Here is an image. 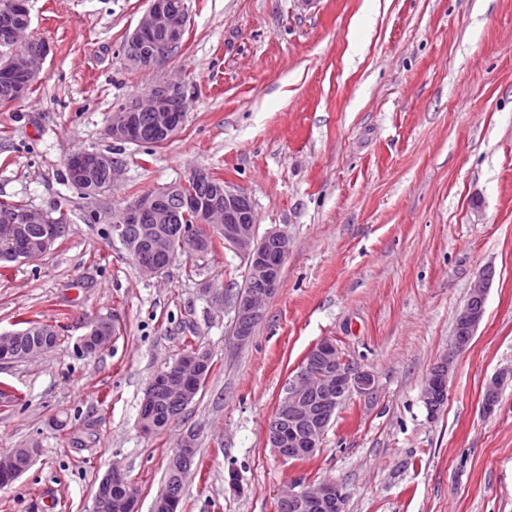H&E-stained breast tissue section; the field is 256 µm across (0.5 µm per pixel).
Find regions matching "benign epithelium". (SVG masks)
<instances>
[{"label": "benign epithelium", "instance_id": "benign-epithelium-1", "mask_svg": "<svg viewBox=\"0 0 512 512\" xmlns=\"http://www.w3.org/2000/svg\"><path fill=\"white\" fill-rule=\"evenodd\" d=\"M8 6L17 7L25 15V21L10 27L7 31L8 42L14 46L25 47L24 52H14L7 61L0 65V72L7 74L20 70L30 81L39 79L44 63L50 52L48 42L29 37L31 14L26 0H10ZM189 18V6L173 10L167 0H148V7L137 26L128 37L132 46L142 47V52L135 50L125 54L128 65L137 70L151 71L163 63L180 45ZM183 82L163 79L145 96H134L119 103L112 109V116L107 128L112 140L122 143H140L138 129L132 122L135 112H152L155 116L156 134L169 140L181 127L180 114L167 105V100L183 96ZM100 156L89 150L74 152L68 156L65 165L75 174L80 175L98 167ZM207 179V172L196 170L188 178L172 185L159 188L155 193L144 195L127 204L118 213H112V238L121 244L129 245L130 233L143 224H165L169 214L160 208L158 200L170 193L181 194L183 214L195 216V223L183 231L182 248L189 251L200 243L199 230L214 225L224 231V244L235 249L248 260V270L258 287L241 291L234 302L236 312L235 334L244 341L252 335L253 326L265 313L266 304L279 288L280 281L273 271L269 260L267 244H278L279 265H284L290 252V240L282 231L271 230L260 236L255 228L256 214L250 197L239 186L224 182V203L205 204L200 201L190 187ZM49 226L44 231L40 245L26 253L31 258L47 253L56 243V225L65 222L64 216L49 217L44 212L27 209L20 213L1 212L0 223L15 225L21 229L25 224H44ZM491 281L484 273L479 275L471 285L472 301L468 302L458 314L464 325V335H454L452 349L464 350L471 342L474 333L484 315L483 300L486 299ZM211 358V353L203 348L194 347L180 356L175 362L180 369L177 375L156 376L145 390V401L153 400L161 389L167 391L180 401L190 398L189 386L198 370ZM452 359L444 358L437 373L425 380L422 397L431 409L441 407L439 401L447 398L448 375ZM512 377V370L499 372L487 385L483 399V411L493 412L494 394L504 380ZM279 403L273 425L267 428V440L276 453L284 460H298L314 454L320 447L322 439L331 421L335 418L341 396L357 394L369 398L375 391L374 376L367 370L353 366L342 354L338 346L330 340H322L312 349L307 364L299 371L287 386ZM313 389L328 398L329 406L325 414L302 400V393ZM195 433L188 431L181 437L179 445L173 450V458L189 469L193 465ZM112 485L122 493V505L125 512H137L138 493L124 473L114 467L108 473ZM280 509L284 512H320L332 506L336 512H347L346 496L341 486L335 481H321L307 489H292L281 494Z\"/></svg>", "mask_w": 512, "mask_h": 512}]
</instances>
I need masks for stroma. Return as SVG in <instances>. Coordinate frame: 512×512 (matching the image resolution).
I'll return each mask as SVG.
<instances>
[{
	"instance_id": "1",
	"label": "stroma",
	"mask_w": 512,
	"mask_h": 512,
	"mask_svg": "<svg viewBox=\"0 0 512 512\" xmlns=\"http://www.w3.org/2000/svg\"><path fill=\"white\" fill-rule=\"evenodd\" d=\"M147 6L30 0L31 35L51 52L32 93L0 104V200L66 213L67 229L50 252L0 268V334L35 316L63 341L0 362V452L40 444L0 489V512H91L116 462L151 512L189 430L199 453L183 512H278L283 491L324 480L341 485L347 512H512V380L482 410L487 383L512 368V0H190L180 48L139 71L121 45ZM168 75L189 95L182 128L150 151L115 146L113 106ZM115 148L111 192L86 199L63 181L73 152ZM196 169L241 186L260 232L290 239L243 343L233 249L196 265L178 256L148 278L112 238L113 213ZM487 267L483 320L451 353ZM101 315L120 332L84 354L79 338ZM189 333L214 369L178 420L144 435L145 388ZM325 339L377 391L347 400L310 459L282 460L268 421ZM448 355L447 401L432 415L422 388Z\"/></svg>"
}]
</instances>
